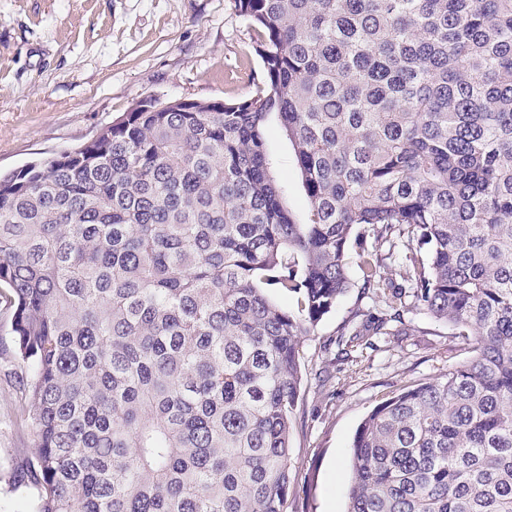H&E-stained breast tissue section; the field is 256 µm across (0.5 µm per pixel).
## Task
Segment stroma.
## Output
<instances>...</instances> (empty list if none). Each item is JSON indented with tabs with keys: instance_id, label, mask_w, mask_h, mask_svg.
<instances>
[{
	"instance_id": "obj_1",
	"label": "stroma",
	"mask_w": 512,
	"mask_h": 512,
	"mask_svg": "<svg viewBox=\"0 0 512 512\" xmlns=\"http://www.w3.org/2000/svg\"><path fill=\"white\" fill-rule=\"evenodd\" d=\"M256 33L233 0H0V172L74 149L140 101L233 100L262 75ZM268 151L286 202L307 199L292 146L271 127ZM352 286L302 343L303 386L293 431L288 512H346L350 445L366 414L468 352L448 324L411 311L405 332L339 361L323 346L372 304L356 256ZM12 312L0 304V512H30L33 490L14 479L27 431L11 357Z\"/></svg>"
}]
</instances>
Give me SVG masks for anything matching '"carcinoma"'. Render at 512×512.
I'll return each mask as SVG.
<instances>
[{
	"label": "carcinoma",
	"instance_id": "obj_1",
	"mask_svg": "<svg viewBox=\"0 0 512 512\" xmlns=\"http://www.w3.org/2000/svg\"><path fill=\"white\" fill-rule=\"evenodd\" d=\"M233 2L260 36L248 96L140 103L0 175L32 512H287L300 339L364 236L378 307L324 351L414 307L471 356L363 419L347 512H512V0ZM268 151L274 161V169L278 179L287 187L286 202L288 208L299 221H303L307 211V199L301 176L296 166L292 146L279 131L275 121H272L270 125Z\"/></svg>",
	"mask_w": 512,
	"mask_h": 512
}]
</instances>
